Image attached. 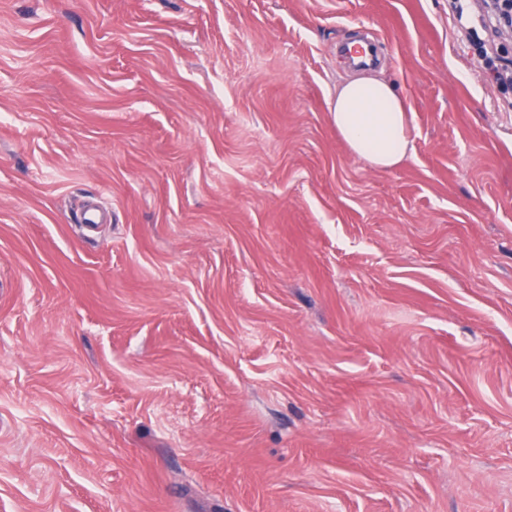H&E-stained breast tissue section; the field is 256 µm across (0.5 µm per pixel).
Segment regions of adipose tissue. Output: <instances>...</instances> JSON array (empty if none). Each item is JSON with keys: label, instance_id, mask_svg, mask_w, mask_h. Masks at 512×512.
I'll return each mask as SVG.
<instances>
[{"label": "adipose tissue", "instance_id": "ef3b65f1", "mask_svg": "<svg viewBox=\"0 0 512 512\" xmlns=\"http://www.w3.org/2000/svg\"><path fill=\"white\" fill-rule=\"evenodd\" d=\"M331 112L350 151L372 167L391 169L409 158L408 107L392 82L379 77L351 80L337 91Z\"/></svg>", "mask_w": 512, "mask_h": 512}]
</instances>
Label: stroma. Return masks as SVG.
I'll list each match as a JSON object with an SVG mask.
<instances>
[{"instance_id": "35a3bbf8", "label": "stroma", "mask_w": 512, "mask_h": 512, "mask_svg": "<svg viewBox=\"0 0 512 512\" xmlns=\"http://www.w3.org/2000/svg\"><path fill=\"white\" fill-rule=\"evenodd\" d=\"M458 0H0V512H512V87ZM376 40L393 170L332 121Z\"/></svg>"}]
</instances>
